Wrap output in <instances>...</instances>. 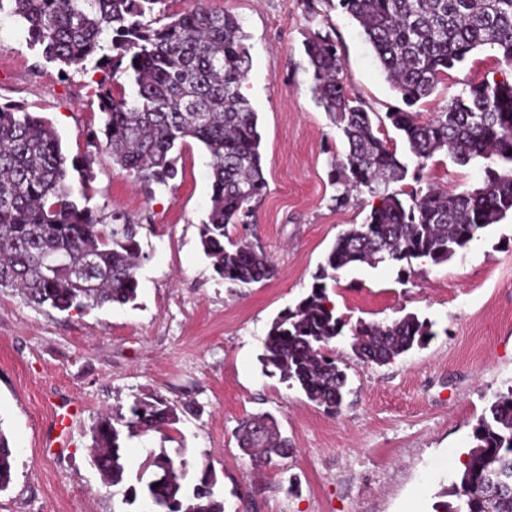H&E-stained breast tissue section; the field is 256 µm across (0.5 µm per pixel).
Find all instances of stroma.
<instances>
[{"label": "stroma", "instance_id": "1", "mask_svg": "<svg viewBox=\"0 0 512 512\" xmlns=\"http://www.w3.org/2000/svg\"><path fill=\"white\" fill-rule=\"evenodd\" d=\"M209 3L249 34L242 92L258 115L268 181L255 223L229 225L228 235L256 243L278 267L271 280L238 290L216 276L200 244L210 200L203 145L182 146L183 174L172 187L147 191L87 142L88 128L102 124L99 73L61 77L20 24L0 15V104L51 121L68 162L92 157L89 206L142 222L148 255L132 304L58 312L0 288V429L15 456L0 512H136L91 466V430L105 412L154 396L174 405L179 421L172 441L127 440L132 466L148 448L183 452L192 472L215 471L225 512H434L460 473L473 426L512 385V216L447 263L413 262L405 281L388 263L339 272L328 294L347 322L412 312L434 335L383 366L353 358L349 337H338L350 388L338 412L266 372L259 357L272 320L305 296L338 234L363 224L377 200L355 191L343 206L333 201L330 161L347 145L313 98L303 40L314 23L303 0ZM323 18L351 93L371 112L400 106L358 23L338 9ZM493 78L512 80V66L496 50H475L416 109L432 117L468 84ZM485 165L461 166L442 151L424 180L474 189ZM65 404L76 414L64 429L56 415ZM259 412L276 416L293 448L261 469L235 438L240 421Z\"/></svg>", "mask_w": 512, "mask_h": 512}]
</instances>
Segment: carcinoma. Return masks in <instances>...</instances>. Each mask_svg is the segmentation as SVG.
I'll list each match as a JSON object with an SVG mask.
<instances>
[{
  "label": "carcinoma",
  "instance_id": "1",
  "mask_svg": "<svg viewBox=\"0 0 512 512\" xmlns=\"http://www.w3.org/2000/svg\"><path fill=\"white\" fill-rule=\"evenodd\" d=\"M6 1L26 41L59 65L60 74L90 63L101 71L103 126L90 131L89 141L137 182L168 187L178 176L174 148L190 139L205 146L211 194L200 229L204 254L231 288L274 278L277 268L263 252L249 242L225 241L228 225L256 222L252 202L267 190L257 113L241 93L250 66L241 22L205 0L180 12L169 10L173 0H0V11ZM323 5L341 8L359 24L405 105L383 116L368 112L348 89L336 38L323 28L308 32L312 91L348 147L330 162L337 186L332 201L342 206L349 192L365 188L379 204L366 223L337 236L310 292L272 321L261 361L310 402L335 412L348 375L331 344L345 322L331 304L327 281L358 264L444 263L512 215V82L469 84L429 119L411 110L478 48L488 45L512 64V0H305L311 15ZM105 41L110 55L100 54ZM119 73L135 85L130 99L112 93ZM387 121L414 158L415 183L423 181L427 161L444 151L463 165L489 161L483 185L458 192L430 185L388 191L406 178L408 165L378 136ZM142 228L119 211L81 202L52 124L23 106L0 104V288L60 312L132 303L147 260ZM53 256L68 258V270L51 272ZM431 327L414 313L389 322L361 320L351 329V351L364 363L387 365L424 346V337L434 336ZM178 421L176 408L158 397L103 415L92 431L91 461L104 482L115 487L127 481L124 440L171 430ZM472 437L459 480L446 492L452 500L435 512H512V386L496 395ZM236 439L257 467L288 455V438L268 413L243 419ZM13 462L0 427V492L9 488ZM189 471L182 453L152 449L126 501L140 502L144 512H225L210 468L193 481Z\"/></svg>",
  "mask_w": 512,
  "mask_h": 512
}]
</instances>
